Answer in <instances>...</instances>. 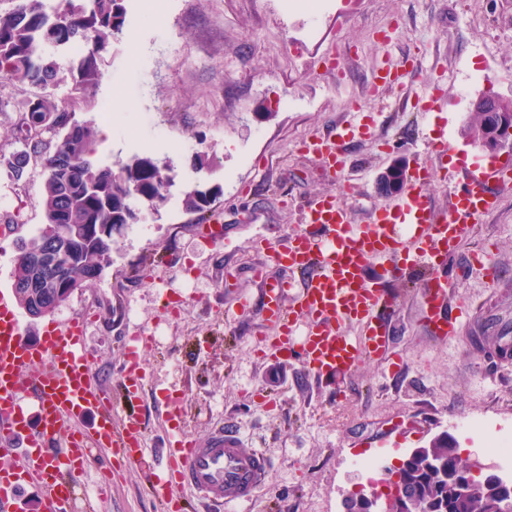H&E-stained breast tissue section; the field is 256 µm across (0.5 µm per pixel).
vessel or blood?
<instances>
[{
  "label": "vessel or blood",
  "instance_id": "b4317fda",
  "mask_svg": "<svg viewBox=\"0 0 512 512\" xmlns=\"http://www.w3.org/2000/svg\"><path fill=\"white\" fill-rule=\"evenodd\" d=\"M361 114L358 124L304 144L339 189L303 201L304 229L279 238L276 260L291 280L270 279L262 266L253 270L264 319L276 329L268 351L302 358L316 375L335 380L360 361H382L390 354L393 299L383 279L420 276L430 333L441 341L455 335L470 313L449 307L442 269L475 223L512 188L511 162L475 165L462 157L453 165L462 184L440 209L425 191L431 172L419 164L397 204L374 209L367 223H354L342 199L352 189L344 148L371 135L375 111L365 108ZM376 261L385 265L380 280L367 275ZM90 372L80 320L56 324L30 343L12 294L0 289V446L21 449L23 457L22 464L0 465V505L27 483L40 489L42 512H73V477L94 456L142 458L143 423L117 420L114 403L92 386ZM89 414L91 426L77 428V420ZM171 444L176 454L149 479L164 512H186L174 488L190 490L215 507L240 505L271 475L269 459L244 450L232 427L216 429L203 441L181 431Z\"/></svg>",
  "mask_w": 512,
  "mask_h": 512
}]
</instances>
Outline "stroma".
<instances>
[{
	"label": "stroma",
	"instance_id": "obj_1",
	"mask_svg": "<svg viewBox=\"0 0 512 512\" xmlns=\"http://www.w3.org/2000/svg\"><path fill=\"white\" fill-rule=\"evenodd\" d=\"M143 57L151 68L139 67ZM409 58L416 70L405 87L372 98L378 66ZM104 70L98 107L78 118L130 133L102 138L98 160L147 155L169 162L177 185L201 179L216 193L224 237L204 238L182 204L142 209L114 234L111 262L94 283L52 314L24 319L34 342L47 326L86 314L92 380L110 393L122 382L127 339L138 340L144 390L131 412L145 424L147 453L133 464L117 455L104 468L86 465L74 477L75 512H161L146 476L170 454L171 431L202 438L228 420L245 450L272 463L248 512H344L346 494L366 482L354 458L383 451L395 460L444 431L462 457L494 468L487 442L512 433V191L450 260L483 251L500 270L492 283L478 270L449 282L451 307L477 314L451 340L430 334L418 284L386 281L395 366L363 362L334 382L265 354L272 330L260 305L226 322L222 284L256 294L258 263L287 279L254 244L300 229L290 197L337 191L299 147L351 121L354 109L379 112L373 137L348 150L354 191L345 201L356 223L398 197L383 186L390 168L432 161L425 138L406 145L408 129H432L469 161H484L465 128L477 97L512 98V0H132ZM437 84L445 97L430 121L418 105ZM117 98L124 111H112ZM200 152L212 164L198 172ZM26 182L19 201L0 179V214L22 218L0 234V284L12 282L19 240L43 223L40 168L29 167ZM170 399L179 420L166 417Z\"/></svg>",
	"mask_w": 512,
	"mask_h": 512
}]
</instances>
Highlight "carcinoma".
Wrapping results in <instances>:
<instances>
[{
  "instance_id": "1",
  "label": "carcinoma",
  "mask_w": 512,
  "mask_h": 512,
  "mask_svg": "<svg viewBox=\"0 0 512 512\" xmlns=\"http://www.w3.org/2000/svg\"><path fill=\"white\" fill-rule=\"evenodd\" d=\"M0 11V112L15 115V143L0 150V176L18 189L27 168L38 165L44 179L39 204L44 224L22 241L12 272V288L25 313L51 314L77 289L96 280L109 265L113 233L135 218L139 198L156 207L166 200L169 164L134 155L113 165L94 162L99 131L76 119L96 105L106 55L126 24V0H10ZM70 56L62 68L54 54ZM33 85L39 93L13 100L4 86ZM63 85L70 93L61 98ZM468 126L488 142L512 127V105L499 112H474ZM187 210L214 217L211 192L185 186ZM396 486L395 512H502L512 493L502 479L475 476L448 435L405 457ZM378 499L360 493L346 512H376Z\"/></svg>"
}]
</instances>
